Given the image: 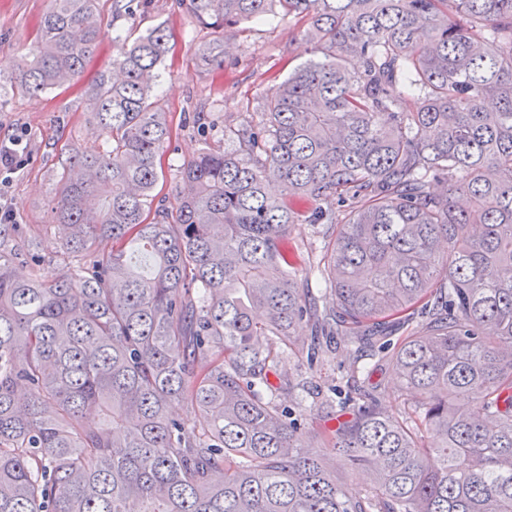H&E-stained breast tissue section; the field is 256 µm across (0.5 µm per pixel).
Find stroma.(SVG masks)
Masks as SVG:
<instances>
[{
	"label": "stroma",
	"instance_id": "stroma-1",
	"mask_svg": "<svg viewBox=\"0 0 512 512\" xmlns=\"http://www.w3.org/2000/svg\"><path fill=\"white\" fill-rule=\"evenodd\" d=\"M50 7L51 0H0L1 63L30 49L39 20ZM98 18L104 36L76 85L38 96L0 92V137L24 136L29 151L25 167L0 184V205L12 209L20 224L21 246L35 248L45 258L37 266L17 263L15 270L21 275L51 279L63 268L53 227L52 164L61 149L90 143L97 137L88 114L79 105V95L82 87L110 67L115 35L136 36L158 26L168 35L170 51L161 65L156 94L172 134L161 157L163 177L156 192L169 200L179 186L178 165L202 148H223L225 130L247 121L262 123L261 102L268 90L295 67L316 57L313 44L301 35L305 19L279 9L226 32L224 41L229 49L219 70L203 66L198 55L199 48L212 37L210 29L179 0H135L125 13L114 11L112 0H99ZM322 233L321 225L299 224L291 235L306 258L299 277L316 288L323 285L317 271ZM284 364L306 378L305 385L293 392L292 401L310 407L315 394L336 386L348 360L343 350L330 352L324 369L314 375L308 374L299 356H289ZM307 424L310 434L318 438L334 428L336 421L324 410L311 409Z\"/></svg>",
	"mask_w": 512,
	"mask_h": 512
}]
</instances>
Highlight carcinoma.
Listing matches in <instances>:
<instances>
[{
	"label": "carcinoma",
	"mask_w": 512,
	"mask_h": 512,
	"mask_svg": "<svg viewBox=\"0 0 512 512\" xmlns=\"http://www.w3.org/2000/svg\"><path fill=\"white\" fill-rule=\"evenodd\" d=\"M274 5L319 58L266 96L263 126L182 165L173 206L146 214L171 138L158 26L115 36L81 90L103 146L54 163L67 270L18 277L0 225V512H512V0H190L220 35L204 63ZM101 38L97 0H52L11 88L76 83ZM296 224L331 228L317 315ZM313 316L348 355L376 348L408 410L359 402L372 371L353 363L356 408L314 446L279 403L286 352L323 366L319 338L298 344ZM367 475L365 472L351 470L342 460L336 462V478L347 488L353 496H362L366 489Z\"/></svg>",
	"instance_id": "obj_1"
}]
</instances>
